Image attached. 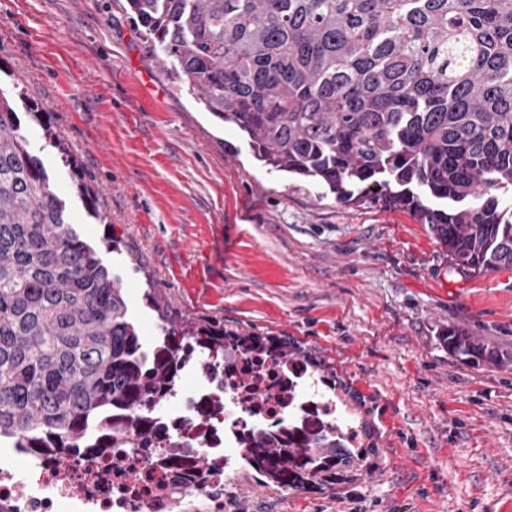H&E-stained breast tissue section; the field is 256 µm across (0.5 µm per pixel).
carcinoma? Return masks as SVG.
<instances>
[{"mask_svg":"<svg viewBox=\"0 0 512 512\" xmlns=\"http://www.w3.org/2000/svg\"><path fill=\"white\" fill-rule=\"evenodd\" d=\"M172 83L247 135L255 158L340 203L412 211L455 265L512 267V0H127ZM448 353L491 359L450 329ZM231 347L307 369L288 343L210 324L144 348L119 281L66 223L0 91V446L158 442L172 370ZM339 426L256 434L249 464L305 488L351 454Z\"/></svg>","mask_w":512,"mask_h":512,"instance_id":"1","label":"carcinoma"}]
</instances>
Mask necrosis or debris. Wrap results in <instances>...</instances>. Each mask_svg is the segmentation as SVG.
I'll use <instances>...</instances> for the list:
<instances>
[{
  "label": "necrosis or debris",
  "instance_id": "necrosis-or-debris-1",
  "mask_svg": "<svg viewBox=\"0 0 512 512\" xmlns=\"http://www.w3.org/2000/svg\"><path fill=\"white\" fill-rule=\"evenodd\" d=\"M245 365L240 352L225 349L222 370L162 400L153 410L162 448H92L68 459L50 452L27 462L0 450V512H177L187 499L222 493L252 434L335 426V402L310 390L303 371H294L287 399L270 365L241 385Z\"/></svg>",
  "mask_w": 512,
  "mask_h": 512
}]
</instances>
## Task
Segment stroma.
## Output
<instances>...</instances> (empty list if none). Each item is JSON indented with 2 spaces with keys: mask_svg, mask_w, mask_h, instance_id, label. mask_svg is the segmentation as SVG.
<instances>
[{
  "mask_svg": "<svg viewBox=\"0 0 512 512\" xmlns=\"http://www.w3.org/2000/svg\"><path fill=\"white\" fill-rule=\"evenodd\" d=\"M127 9L0 0V88L72 229L146 346L164 320L284 339L356 433L335 479L302 490L240 464L222 512H512V267L462 270L409 211L345 206L262 167L168 79ZM449 328L499 362L449 354Z\"/></svg>",
  "mask_w": 512,
  "mask_h": 512,
  "instance_id": "stroma-1",
  "label": "stroma"
}]
</instances>
